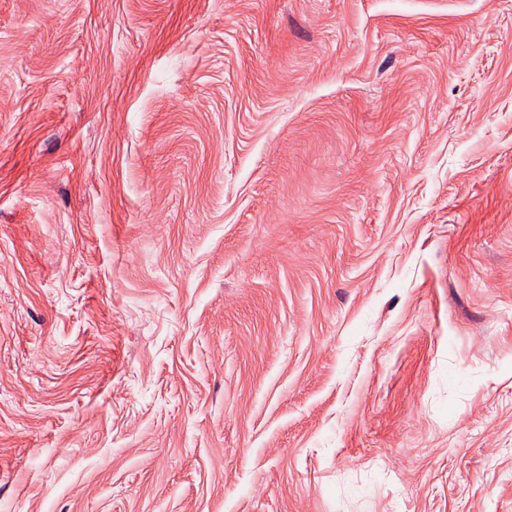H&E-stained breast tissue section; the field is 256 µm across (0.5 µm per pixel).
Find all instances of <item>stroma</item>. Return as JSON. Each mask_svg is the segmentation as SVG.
<instances>
[{
	"instance_id": "stroma-1",
	"label": "stroma",
	"mask_w": 512,
	"mask_h": 512,
	"mask_svg": "<svg viewBox=\"0 0 512 512\" xmlns=\"http://www.w3.org/2000/svg\"><path fill=\"white\" fill-rule=\"evenodd\" d=\"M0 512H512V0H0Z\"/></svg>"
}]
</instances>
